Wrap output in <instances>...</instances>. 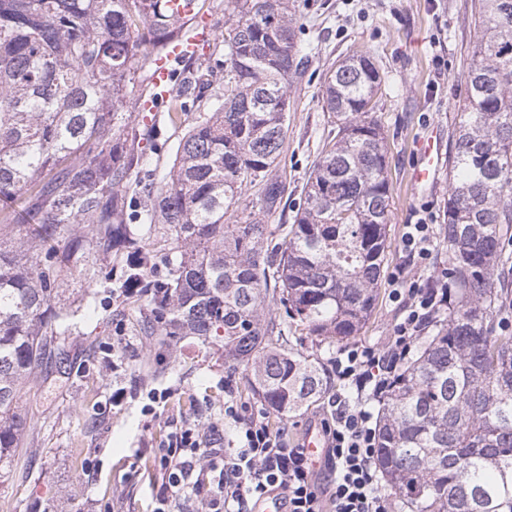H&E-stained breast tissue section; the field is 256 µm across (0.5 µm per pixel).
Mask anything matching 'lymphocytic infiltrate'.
Masks as SVG:
<instances>
[{
  "mask_svg": "<svg viewBox=\"0 0 512 512\" xmlns=\"http://www.w3.org/2000/svg\"><path fill=\"white\" fill-rule=\"evenodd\" d=\"M430 211L407 225L402 247L413 263L433 257ZM392 298L402 309L386 349L350 345L331 363L336 391L328 400L331 421L321 424L326 446L318 459L271 430L264 410L231 400L224 419L231 437L214 432L202 447L194 423L171 425L154 456L158 479L153 512H258L269 496L281 497L286 512H392L375 466L376 427L372 405L383 400L387 382L409 355L423 326L448 300V280L409 278L405 267L390 274Z\"/></svg>",
  "mask_w": 512,
  "mask_h": 512,
  "instance_id": "lymphocytic-infiltrate-1",
  "label": "lymphocytic infiltrate"
}]
</instances>
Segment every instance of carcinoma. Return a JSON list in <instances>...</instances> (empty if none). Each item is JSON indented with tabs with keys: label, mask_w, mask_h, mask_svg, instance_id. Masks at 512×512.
I'll return each instance as SVG.
<instances>
[{
	"label": "carcinoma",
	"mask_w": 512,
	"mask_h": 512,
	"mask_svg": "<svg viewBox=\"0 0 512 512\" xmlns=\"http://www.w3.org/2000/svg\"><path fill=\"white\" fill-rule=\"evenodd\" d=\"M477 35L448 154V306L376 417L375 464L405 512H512V0H474ZM166 0H0V483L22 457V391L69 378L61 323L82 288H128L166 336L224 342V368L278 417L331 387L318 351L374 309L390 247L382 87L354 53L324 80L333 128L291 224L274 173L302 81L288 0H224V93L181 68L169 120L196 110L161 176L128 90L181 33ZM274 302L280 321L263 318Z\"/></svg>",
	"instance_id": "obj_1"
}]
</instances>
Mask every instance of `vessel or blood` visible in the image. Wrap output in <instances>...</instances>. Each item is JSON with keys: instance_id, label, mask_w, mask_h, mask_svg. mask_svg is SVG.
<instances>
[{"instance_id": "obj_1", "label": "vessel or blood", "mask_w": 512, "mask_h": 512, "mask_svg": "<svg viewBox=\"0 0 512 512\" xmlns=\"http://www.w3.org/2000/svg\"><path fill=\"white\" fill-rule=\"evenodd\" d=\"M175 16L192 18L193 24L187 32L170 40L165 49L153 55L149 69L151 96L138 100L136 109L142 114L145 124H154L161 101L176 95L174 82L175 63L196 56L200 48L208 43L213 31L201 16L196 0H168ZM443 136L440 131H430L420 141V157L413 165L410 178L414 188L426 190L435 182L442 164Z\"/></svg>"}]
</instances>
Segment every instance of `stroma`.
Segmentation results:
<instances>
[{
    "label": "stroma",
    "mask_w": 512,
    "mask_h": 512,
    "mask_svg": "<svg viewBox=\"0 0 512 512\" xmlns=\"http://www.w3.org/2000/svg\"><path fill=\"white\" fill-rule=\"evenodd\" d=\"M472 0H289L299 30L297 42L310 49L305 80L290 87L288 150L278 165L291 202H298L309 169L330 129L321 107L327 71L347 56L364 52L382 76L374 109L384 130L390 181V238L379 298L359 335L360 342L386 347L398 306L390 299V273L404 261V224L429 206L441 224L448 178L415 193L410 168L416 144L428 125L452 138L458 106L466 94L467 67L476 30ZM88 308L66 338L72 374L51 395L28 389L35 431L26 439L30 471H16L0 486V512H150L157 473L153 450L164 444L172 420L198 423L202 439L222 425L224 402H252L242 377L224 370L220 342L192 336L169 338L144 332L151 318L92 289ZM170 390L163 413L146 416L143 402L113 405V390Z\"/></svg>",
    "instance_id": "35a3bbf8"
}]
</instances>
